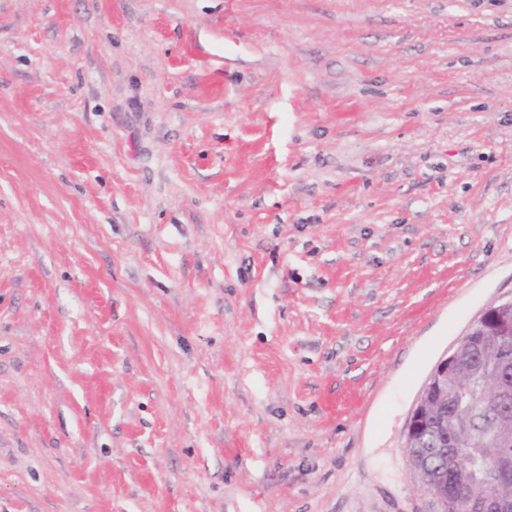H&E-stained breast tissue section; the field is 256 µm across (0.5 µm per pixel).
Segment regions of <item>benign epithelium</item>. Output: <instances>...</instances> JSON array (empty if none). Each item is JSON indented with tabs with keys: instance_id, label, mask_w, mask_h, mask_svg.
Wrapping results in <instances>:
<instances>
[{
	"instance_id": "benign-epithelium-1",
	"label": "benign epithelium",
	"mask_w": 512,
	"mask_h": 512,
	"mask_svg": "<svg viewBox=\"0 0 512 512\" xmlns=\"http://www.w3.org/2000/svg\"><path fill=\"white\" fill-rule=\"evenodd\" d=\"M475 330H480L490 346H501L512 340V299L495 303L475 319L454 350L431 371L419 395L405 433L404 448L419 487L430 498L432 512H455L464 507L468 512H512V504L496 495L497 486L512 476V456L505 448L512 443L508 437H494L496 460L478 478L465 470L443 461L430 463L416 453L426 423L443 425L437 421L439 411L448 403L459 402L469 388L456 384L458 355ZM484 407L505 412L512 406V369L500 365L484 380L481 387Z\"/></svg>"
}]
</instances>
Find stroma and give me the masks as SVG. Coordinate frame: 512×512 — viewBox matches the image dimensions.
<instances>
[{"label":"stroma","mask_w":512,"mask_h":512,"mask_svg":"<svg viewBox=\"0 0 512 512\" xmlns=\"http://www.w3.org/2000/svg\"><path fill=\"white\" fill-rule=\"evenodd\" d=\"M510 298L512 0H0V512H429Z\"/></svg>","instance_id":"1"}]
</instances>
